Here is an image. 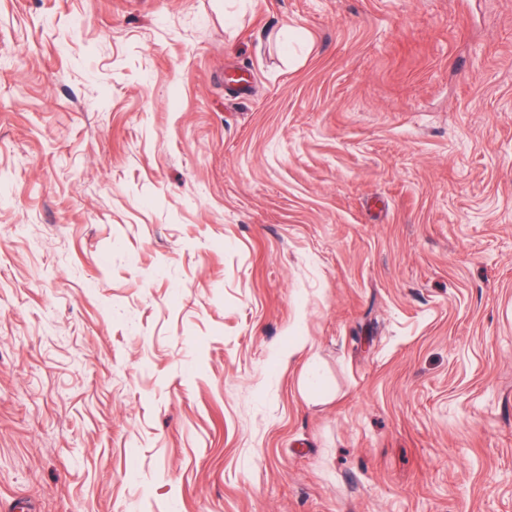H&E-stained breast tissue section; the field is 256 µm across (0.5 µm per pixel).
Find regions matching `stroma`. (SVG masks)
<instances>
[{
	"instance_id": "obj_1",
	"label": "stroma",
	"mask_w": 512,
	"mask_h": 512,
	"mask_svg": "<svg viewBox=\"0 0 512 512\" xmlns=\"http://www.w3.org/2000/svg\"><path fill=\"white\" fill-rule=\"evenodd\" d=\"M512 512V0H0V512Z\"/></svg>"
}]
</instances>
